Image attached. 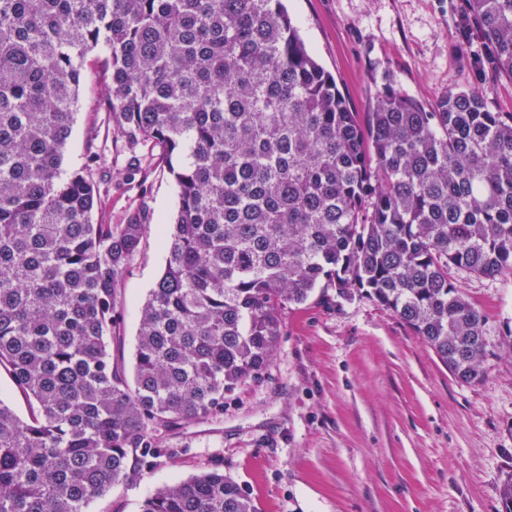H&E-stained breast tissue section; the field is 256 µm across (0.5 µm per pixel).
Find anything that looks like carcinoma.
Instances as JSON below:
<instances>
[{
    "label": "carcinoma",
    "instance_id": "1",
    "mask_svg": "<svg viewBox=\"0 0 512 512\" xmlns=\"http://www.w3.org/2000/svg\"><path fill=\"white\" fill-rule=\"evenodd\" d=\"M512 78V0H469ZM109 120L168 166L178 209L141 308L134 380L112 359L118 288L146 225L94 224L96 157L62 169L87 56ZM512 274V115L476 89L429 110L386 84L368 131L281 0H0V512H87L164 433L224 415L267 373L281 312L366 296L460 382L495 356L448 268ZM140 512H262L218 468ZM0 398L6 404H8L19 416H27V401L15 390L10 377L4 371L0 372Z\"/></svg>",
    "mask_w": 512,
    "mask_h": 512
}]
</instances>
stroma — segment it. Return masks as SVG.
Returning <instances> with one entry per match:
<instances>
[{
    "instance_id": "35a3bbf8",
    "label": "stroma",
    "mask_w": 512,
    "mask_h": 512,
    "mask_svg": "<svg viewBox=\"0 0 512 512\" xmlns=\"http://www.w3.org/2000/svg\"><path fill=\"white\" fill-rule=\"evenodd\" d=\"M308 48L336 80L360 125L390 84L433 107L478 89L488 109L512 113V78L496 70L467 0H283ZM102 56L86 72L62 167L96 152V224L141 215L140 250L119 289L122 320L112 356L132 368L141 307L166 265L162 233L178 205L172 177L131 164L99 93ZM449 278L486 318L495 358L478 382H458L410 329L368 298L310 301L284 311L268 375L239 387L217 421L173 429L180 460L114 485L88 512H140L157 487L221 463L264 512H502L512 476V275Z\"/></svg>"
}]
</instances>
